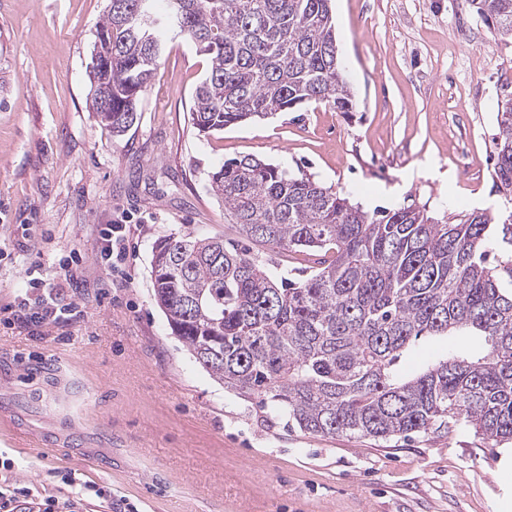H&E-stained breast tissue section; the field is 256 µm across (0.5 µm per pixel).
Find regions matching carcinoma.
<instances>
[{
	"mask_svg": "<svg viewBox=\"0 0 512 512\" xmlns=\"http://www.w3.org/2000/svg\"><path fill=\"white\" fill-rule=\"evenodd\" d=\"M152 0H109L95 40L112 64L89 90L114 136L136 122L158 66ZM331 0H166L168 19L210 59L190 121L201 135L321 102L353 106L336 48ZM493 37L512 38V0H464ZM150 20L146 25L144 20ZM112 96V124L98 94ZM495 177L510 208L441 224L403 207L370 215L308 177L245 156L209 173L236 239L163 237L152 252L155 303L172 334L224 388L271 405L291 426L388 443L474 431L512 443V252L489 262L502 225L512 246V120L498 121ZM315 257L277 272L247 243ZM423 336L484 338L478 356L447 353L420 372L398 369Z\"/></svg>",
	"mask_w": 512,
	"mask_h": 512,
	"instance_id": "obj_1",
	"label": "carcinoma"
}]
</instances>
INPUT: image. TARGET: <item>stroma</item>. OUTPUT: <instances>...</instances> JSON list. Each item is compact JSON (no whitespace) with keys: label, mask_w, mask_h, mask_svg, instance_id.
Returning <instances> with one entry per match:
<instances>
[{"label":"stroma","mask_w":512,"mask_h":512,"mask_svg":"<svg viewBox=\"0 0 512 512\" xmlns=\"http://www.w3.org/2000/svg\"><path fill=\"white\" fill-rule=\"evenodd\" d=\"M106 4L0 0V463L42 496L81 494L82 512H512V445L465 428L396 447L289 428L195 362L150 277L161 237H233L208 174L234 158L310 175L369 213L454 224L497 206L512 39L462 0H333L352 111L312 102L202 136L189 107L209 59L170 33L115 137L87 107ZM114 224L130 243L117 272L98 259ZM32 265L68 279L75 308L40 335L6 314ZM62 424L67 446L25 435Z\"/></svg>","instance_id":"stroma-1"}]
</instances>
